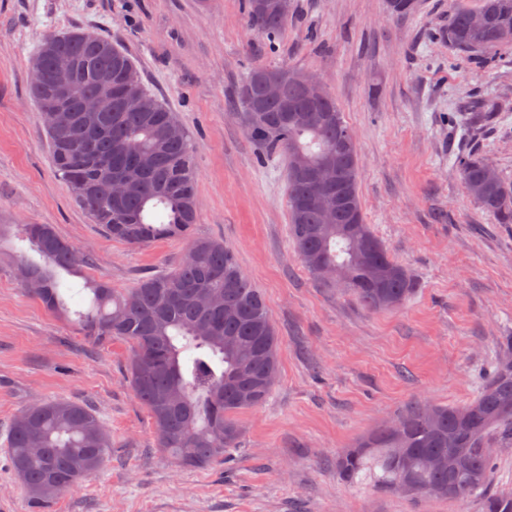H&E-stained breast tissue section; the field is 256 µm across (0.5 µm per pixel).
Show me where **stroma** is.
I'll return each mask as SVG.
<instances>
[{
    "label": "stroma",
    "instance_id": "stroma-1",
    "mask_svg": "<svg viewBox=\"0 0 512 512\" xmlns=\"http://www.w3.org/2000/svg\"><path fill=\"white\" fill-rule=\"evenodd\" d=\"M481 0H417L393 16L386 0H291L274 39L254 30L247 0H0V224H50L92 263L59 272L125 291L176 266L188 242L133 248L107 236L55 171L27 61L50 33L85 28L135 62L146 88L176 112L193 143L197 237L223 240L265 298L279 341L269 400L241 416V447L201 470L155 448L154 428L127 376L131 346L96 344L22 286L19 235L0 249V512H35L9 459L24 408L69 400L112 435L101 469L46 512H480L478 499L412 503L360 474L343 483L336 458L414 400L463 405L512 334V224L469 196L455 166L477 146L512 182V52L486 65L448 43V12ZM324 79L353 129L365 221L417 283L404 305L374 311L323 288L289 235L286 161L248 137L240 84L256 66ZM472 97L502 108L489 128L450 123Z\"/></svg>",
    "mask_w": 512,
    "mask_h": 512
}]
</instances>
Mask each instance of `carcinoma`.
<instances>
[{"label":"carcinoma","mask_w":512,"mask_h":512,"mask_svg":"<svg viewBox=\"0 0 512 512\" xmlns=\"http://www.w3.org/2000/svg\"><path fill=\"white\" fill-rule=\"evenodd\" d=\"M290 8L258 11L248 3L250 25L274 37L288 21ZM482 26L473 12L448 15V42L469 57L512 50V0H483ZM72 67L75 92L65 111L81 112L88 97L100 94L101 78L112 81L111 111L65 131L46 130L56 172L75 201L107 235L140 247L162 239L188 238L190 256L170 271L138 280L127 291L106 282H87L89 308L79 314L83 335L94 342L124 339L132 344L128 374L135 395L147 410L156 448L184 468H205L240 447L239 416L262 405L278 375V337L264 297L233 252L216 238L192 236L197 223V175L191 136L176 114L144 86L130 56L112 40L93 31L47 34L29 65L51 74L60 63ZM286 65L258 66L238 90L258 101L261 111L243 113L247 135L268 156L288 157L290 237L301 262L324 288L341 283L371 310L396 308L411 298L416 284L409 270L392 258L364 215L358 170L349 173L354 209L342 223L322 206H308L306 171L336 158L358 157L356 139L334 98L306 103L297 79ZM283 77L280 96L264 97L262 85ZM136 87L155 111L124 94ZM311 111L318 119L294 127L288 107ZM500 106L484 100L470 113V125L486 127ZM182 130L170 138L167 129ZM492 163L480 152L456 159L469 195L499 224H512V184L491 180ZM125 182L112 198L111 181ZM22 237L44 260H22V285L55 313L68 312L56 270L80 274L90 258L80 255L51 224H25ZM322 264L335 277L318 274ZM395 420L399 432L383 425L356 441L336 458L345 482L377 466V486L414 501L477 498L482 512H512V493L488 489L495 455L487 448L512 446V340L500 349L489 378L475 398L461 407L413 401ZM38 442L43 452L30 451ZM12 466L29 498L39 507L92 477L103 465L112 438L104 422L87 406L53 400L20 412L8 433Z\"/></svg>","instance_id":"1"}]
</instances>
